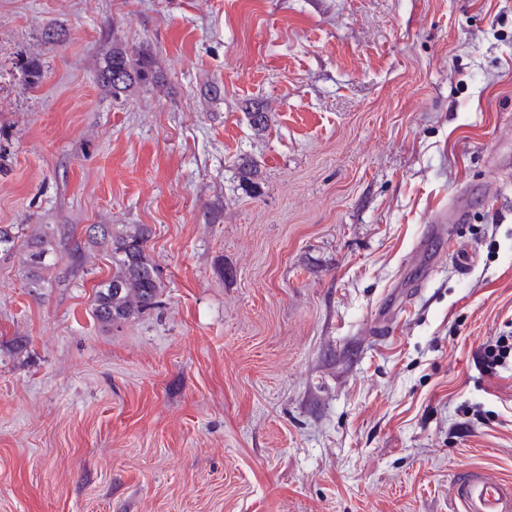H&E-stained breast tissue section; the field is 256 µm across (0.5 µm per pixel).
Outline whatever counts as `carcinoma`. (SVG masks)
I'll return each mask as SVG.
<instances>
[{"instance_id": "1", "label": "carcinoma", "mask_w": 512, "mask_h": 512, "mask_svg": "<svg viewBox=\"0 0 512 512\" xmlns=\"http://www.w3.org/2000/svg\"><path fill=\"white\" fill-rule=\"evenodd\" d=\"M96 81L114 96L126 94L141 83H155L153 55L143 51L133 62L124 48L114 45L105 55ZM246 116L255 132L266 131L268 113L260 104H251ZM149 236L145 226H137L132 231L106 228L103 241L110 246L112 277L96 294L95 316L99 322L117 325L158 303L163 282L147 254ZM46 253L44 241L30 244L26 263L33 274H39L45 267Z\"/></svg>"}]
</instances>
